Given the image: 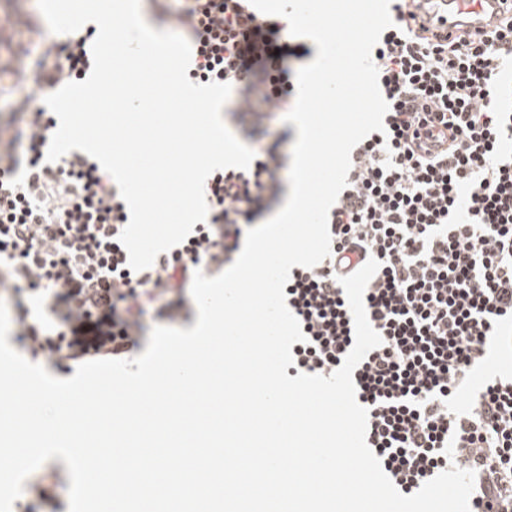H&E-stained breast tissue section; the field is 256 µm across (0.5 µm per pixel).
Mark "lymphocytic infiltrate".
I'll list each match as a JSON object with an SVG mask.
<instances>
[{"mask_svg":"<svg viewBox=\"0 0 512 512\" xmlns=\"http://www.w3.org/2000/svg\"><path fill=\"white\" fill-rule=\"evenodd\" d=\"M155 5L196 47L188 78L229 83L237 125L259 148L249 169L208 177L206 221L140 272L118 240L129 212L111 177L81 154L45 160L57 120L37 94L87 77L95 27L49 41L38 16L0 23V292L20 349L65 373L128 358L148 322L185 319L195 271L229 267L283 192L292 131L271 126L293 107V64L311 47L249 0ZM392 10L372 51L385 130L351 152L329 211L330 256L290 271L286 304L306 340L292 345L286 373L341 367L354 331L339 279L376 258L364 303L383 342L352 373L367 444L403 495L455 465L476 474L471 512H512V367L489 358L493 348L512 356V155L502 148L512 140V19L448 42L410 0ZM44 293L48 321L27 303Z\"/></svg>","mask_w":512,"mask_h":512,"instance_id":"obj_1","label":"lymphocytic infiltrate"}]
</instances>
